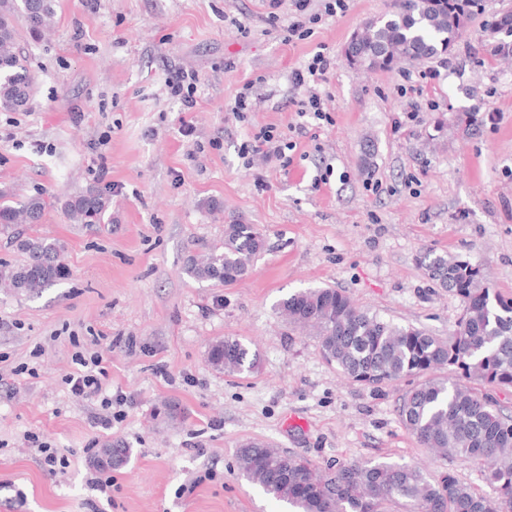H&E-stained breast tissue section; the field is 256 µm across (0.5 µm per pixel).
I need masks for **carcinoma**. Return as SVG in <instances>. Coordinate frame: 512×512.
<instances>
[{
	"label": "carcinoma",
	"mask_w": 512,
	"mask_h": 512,
	"mask_svg": "<svg viewBox=\"0 0 512 512\" xmlns=\"http://www.w3.org/2000/svg\"><path fill=\"white\" fill-rule=\"evenodd\" d=\"M57 0H0V110L25 109L33 79L18 44L17 19L38 40L56 16ZM465 13L458 0H398L395 13L373 19L347 44L349 65L389 69L402 60L430 59L462 35ZM112 200L94 188L66 200L76 224H101ZM41 195L15 206L0 203V234L40 223ZM24 255L0 262V289L34 295L64 278L61 246L36 233L13 237ZM265 239L254 224L224 225V240L192 254L185 271L198 280L231 285L251 272ZM422 265L432 280L454 292L463 313L451 339L443 341L414 326L394 323L357 307L336 288H307L282 300L278 309L294 325L319 339L322 358L354 381L372 388L422 378L401 397L403 426L425 448L445 459H471L487 471L496 497L488 498L448 473L428 479L416 466L346 461L333 473L317 474L309 461L268 444L249 442L237 451L242 475L292 512H388L405 501L420 512H512V420L490 394L459 383L458 373L484 388L512 387V298L482 284L478 268L458 258L426 253ZM208 361L228 373L253 371L259 356L236 337L212 343ZM448 370V376L438 372Z\"/></svg>",
	"instance_id": "cac0c4a2"
}]
</instances>
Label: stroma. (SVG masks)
I'll return each instance as SVG.
<instances>
[{
    "mask_svg": "<svg viewBox=\"0 0 512 512\" xmlns=\"http://www.w3.org/2000/svg\"><path fill=\"white\" fill-rule=\"evenodd\" d=\"M269 4L57 0L42 40L20 33L34 93L27 110L0 111V199L42 195L36 229L62 243L66 276L33 296L0 294V512H90L81 450L94 440L132 451L111 470L106 512H288L240 475L249 440L320 467L417 465L494 496L476 462L435 458L404 428L407 383L347 379L277 305L328 286L448 339L462 303L426 275L427 252L469 261L512 297V56L497 48L506 34L490 31L512 0H480L442 57L362 71L344 46L394 0H350L292 44L269 25ZM321 45L335 60L316 87L328 124L298 115L303 91L290 82ZM429 64L441 71L424 94L399 95L404 74ZM179 69L201 79L188 113L167 93ZM248 82L253 107L240 122L231 105ZM268 124L292 128L289 165L245 167L240 145ZM92 187L110 189L111 221L71 223L65 201ZM233 220L265 238L249 276L224 286L187 274V255ZM227 336L258 351L254 371L210 366L209 345ZM79 348L104 355L101 397L63 382ZM117 393L124 417L94 427L102 397ZM170 406L184 420H169ZM32 432L69 454L64 472L40 465Z\"/></svg>",
    "mask_w": 512,
    "mask_h": 512,
    "instance_id": "1",
    "label": "stroma"
}]
</instances>
